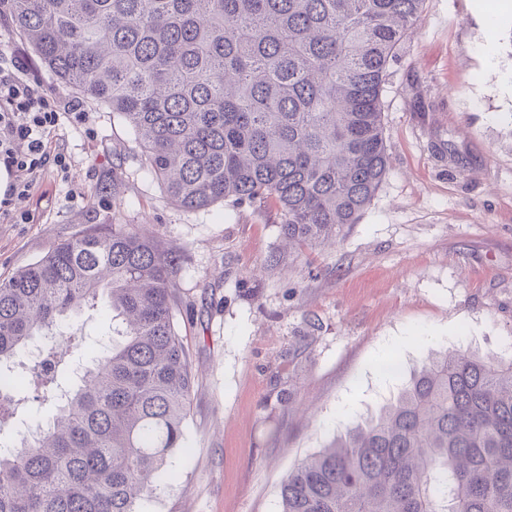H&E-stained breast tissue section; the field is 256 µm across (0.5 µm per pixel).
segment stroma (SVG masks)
Returning a JSON list of instances; mask_svg holds the SVG:
<instances>
[{
    "label": "stroma",
    "instance_id": "1",
    "mask_svg": "<svg viewBox=\"0 0 512 512\" xmlns=\"http://www.w3.org/2000/svg\"><path fill=\"white\" fill-rule=\"evenodd\" d=\"M31 77L74 96L0 14ZM388 167L333 249L287 251L275 204L187 212L103 105L61 119L70 162L0 218V279L95 224H135L175 253L176 328L195 392L184 444L140 512H279L283 477L392 399L435 350L512 352V0H424L382 95ZM86 350L112 319L81 318ZM398 367H382L389 353Z\"/></svg>",
    "mask_w": 512,
    "mask_h": 512
}]
</instances>
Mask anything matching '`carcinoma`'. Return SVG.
Here are the masks:
<instances>
[{
  "label": "carcinoma",
  "instance_id": "carcinoma-1",
  "mask_svg": "<svg viewBox=\"0 0 512 512\" xmlns=\"http://www.w3.org/2000/svg\"><path fill=\"white\" fill-rule=\"evenodd\" d=\"M424 0H8L57 79L132 129L143 170L187 211H281L288 249L334 247L387 170L381 97ZM178 259L128 224L57 242L0 279V512H136L182 447L192 391L175 326ZM118 339L63 384L75 323ZM281 512H512V357L437 352L374 415L288 472ZM55 413L52 404L40 405L37 402L29 403L28 407L18 416L17 427L26 429L33 427L38 423H43L51 419Z\"/></svg>",
  "mask_w": 512,
  "mask_h": 512
}]
</instances>
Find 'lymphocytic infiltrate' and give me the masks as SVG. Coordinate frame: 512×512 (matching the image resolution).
Listing matches in <instances>:
<instances>
[{
	"label": "lymphocytic infiltrate",
	"instance_id": "lymphocytic-infiltrate-1",
	"mask_svg": "<svg viewBox=\"0 0 512 512\" xmlns=\"http://www.w3.org/2000/svg\"><path fill=\"white\" fill-rule=\"evenodd\" d=\"M11 51L9 43L0 41V166L20 173L11 193L24 198L31 190L33 175L51 165L66 170L65 156L50 154L45 139L61 115H79L81 103L74 97L51 96L39 80L2 66V59Z\"/></svg>",
	"mask_w": 512,
	"mask_h": 512
}]
</instances>
